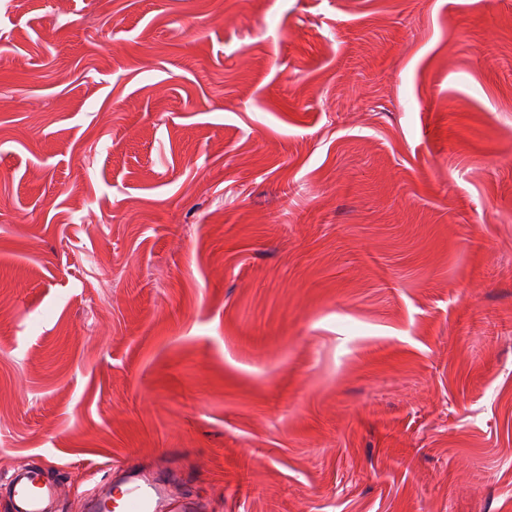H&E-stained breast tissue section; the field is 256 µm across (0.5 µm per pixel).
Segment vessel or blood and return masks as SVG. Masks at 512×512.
<instances>
[{
	"instance_id": "b4317fda",
	"label": "vessel or blood",
	"mask_w": 512,
	"mask_h": 512,
	"mask_svg": "<svg viewBox=\"0 0 512 512\" xmlns=\"http://www.w3.org/2000/svg\"><path fill=\"white\" fill-rule=\"evenodd\" d=\"M126 487L107 499L99 494L88 498L89 512H192L193 503L163 498L160 488L143 480L134 467H126ZM11 512H49L60 487L44 468L21 467L9 480Z\"/></svg>"
}]
</instances>
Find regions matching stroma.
<instances>
[{
  "mask_svg": "<svg viewBox=\"0 0 512 512\" xmlns=\"http://www.w3.org/2000/svg\"><path fill=\"white\" fill-rule=\"evenodd\" d=\"M46 461L512 512V0L0 2V512Z\"/></svg>",
  "mask_w": 512,
  "mask_h": 512,
  "instance_id": "obj_1",
  "label": "stroma"
}]
</instances>
